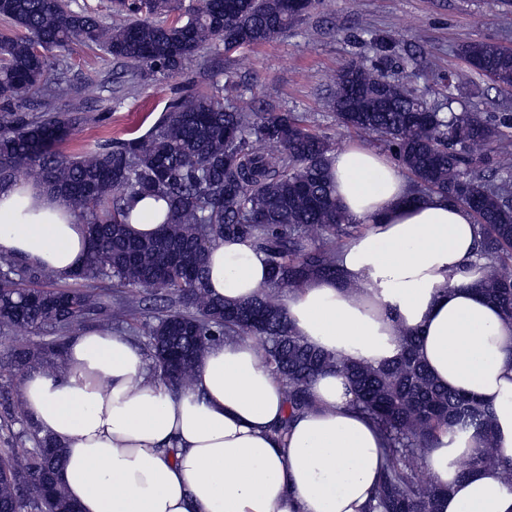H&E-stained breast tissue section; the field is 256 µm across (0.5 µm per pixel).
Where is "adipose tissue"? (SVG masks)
Segmentation results:
<instances>
[{"instance_id": "obj_1", "label": "adipose tissue", "mask_w": 512, "mask_h": 512, "mask_svg": "<svg viewBox=\"0 0 512 512\" xmlns=\"http://www.w3.org/2000/svg\"><path fill=\"white\" fill-rule=\"evenodd\" d=\"M330 165L336 202L361 230L338 251V277L289 290L294 331L342 361L375 365L399 356L403 333L418 332L435 380L490 405L499 454L511 459L512 319L477 288L488 268L471 212L440 194L414 197L377 150L350 144ZM168 213L164 197H137L128 228L155 235ZM88 247L85 224L59 195L35 183L0 187V256L67 280ZM208 269L210 293L229 304L272 287L265 255L246 242L213 243ZM64 357L63 372L26 373L21 393L64 448L59 479L81 512H364L376 490L384 438L336 372L310 383L312 409L291 419L284 383L250 339L209 344L179 394L109 331L79 333ZM481 446L468 430L443 434L427 452L431 477L448 489L437 512H512L501 468L458 475V461Z\"/></svg>"}]
</instances>
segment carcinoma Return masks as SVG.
I'll return each mask as SVG.
<instances>
[{
    "mask_svg": "<svg viewBox=\"0 0 512 512\" xmlns=\"http://www.w3.org/2000/svg\"><path fill=\"white\" fill-rule=\"evenodd\" d=\"M182 10V0H112V23L75 0H0V187L26 171L61 196L87 226L89 251L73 278L85 289L43 288L47 272L6 259L0 262V324L37 331L51 326L62 335L12 349L0 362V377L31 368L65 367L64 333L102 313L126 323L155 291L163 289L184 310L146 324L157 377L179 391L190 385L207 345L252 337L267 364L286 384L287 417L312 406L310 381L327 370L343 375L354 404L381 428L387 464L376 504L369 512H435L445 488L419 474V461L443 431L475 430L482 454L460 462L466 476L479 466H498L512 483V461L501 459L490 407L439 385L419 356L420 336H401V353L378 365L343 362L315 349L291 327L272 295L226 305L206 288L207 253L223 239H240L263 252L274 286L291 288L308 275L334 277L336 251L361 229L336 204L330 170L334 146L292 112L260 114L250 103L224 106L214 94L172 100L146 135L107 141L82 156L57 147L81 118L70 113L25 111L40 91L62 99L74 86L64 72V53L81 42L136 66L145 80L169 78L207 47L234 52L269 42L300 21L282 0H206L186 19L163 18ZM464 57L497 76L512 91V53L494 43L471 42ZM346 78L330 88L329 106L340 124L384 142L422 196L436 192L467 207L480 230V256L489 261L484 295L512 319V173L493 178L473 167L491 159L512 129V116L439 112L417 92L388 78L382 67L352 62ZM157 193L170 215L152 238L127 229L134 198ZM120 294L115 306L100 288ZM175 354L181 366L168 365ZM34 448L0 453V512H77L55 480L64 450L35 431ZM44 480L48 495L29 491Z\"/></svg>",
    "mask_w": 512,
    "mask_h": 512,
    "instance_id": "obj_1",
    "label": "carcinoma"
}]
</instances>
